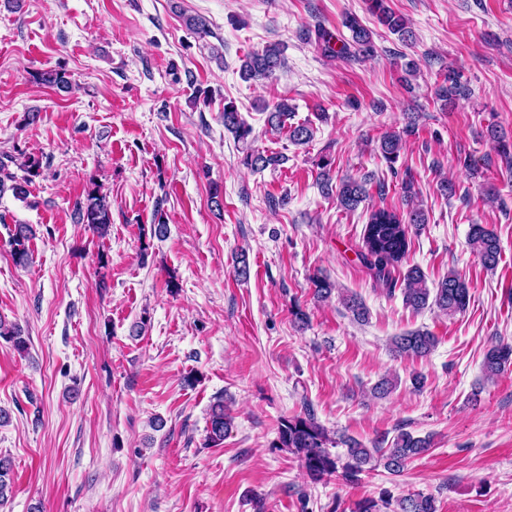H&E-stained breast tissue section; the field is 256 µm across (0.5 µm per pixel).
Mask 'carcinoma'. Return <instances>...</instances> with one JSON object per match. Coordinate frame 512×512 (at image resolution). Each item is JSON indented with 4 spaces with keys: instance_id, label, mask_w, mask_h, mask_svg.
Listing matches in <instances>:
<instances>
[{
    "instance_id": "obj_1",
    "label": "carcinoma",
    "mask_w": 512,
    "mask_h": 512,
    "mask_svg": "<svg viewBox=\"0 0 512 512\" xmlns=\"http://www.w3.org/2000/svg\"><path fill=\"white\" fill-rule=\"evenodd\" d=\"M387 0H368V9L376 16L380 24L391 32L406 36L408 27L403 17L395 14L386 6ZM345 27L351 32V39L341 43L339 47L331 44L332 36L324 38L325 50L338 55L351 53L370 56L374 53L372 32L364 27L354 15L346 16ZM285 66L283 51L277 44H269L262 49L247 55L240 68V75L246 81H264L275 76L276 72ZM40 84L56 87L60 90L70 88L66 73L58 70H47L37 74ZM466 87L462 83L459 71L450 69L443 84L435 89V97L448 106L453 101L465 95ZM267 111L266 123L273 133L288 131L291 142L301 145L308 143L313 137V130L308 123L296 125L288 123L295 113V108L283 99L273 107H263ZM224 129L230 131L237 141L245 144L242 163L254 171L277 167L284 161L279 153L258 151L249 146L252 127L248 125L238 112L233 102L224 104ZM489 135L493 140V149L501 162L512 167V140L498 133L494 128ZM403 148V138L397 133L384 134L379 143V149L386 162L393 164ZM22 172L18 176L6 171V164L0 161V194L11 191L20 200L27 199L29 187L34 180L42 175V160L32 154L19 153L10 158ZM320 166L324 171L319 173L318 181L321 192L325 195L337 194L340 206L353 211L369 198L366 184L353 179H343L338 188H333L330 172L326 168L330 161L323 159ZM79 221L91 230L103 236L112 223L111 205L108 196L101 187L91 184L83 201L77 204ZM427 218L422 208L413 206L404 212L392 208L378 207L371 211L363 230V249L358 252L362 263L373 272L377 281L392 287L393 272L406 258L410 249L409 226H419L426 223ZM32 237V229L27 224L14 225L11 235V245L14 259L22 263L29 255L28 242ZM469 244L479 255L484 266L495 267L501 255L497 236L482 224H473L469 232ZM403 303L420 311L431 305L446 315L463 312L470 302L469 287L464 279L455 271L439 282L435 290H430L424 273L417 266L409 268L403 278L401 288ZM0 337L13 343L14 349L23 353L27 350V340L22 336L20 327L6 325L0 321ZM437 341L433 335L424 331H411L395 336L392 339V351L399 357L423 359L431 354ZM512 362V346L495 344L486 352L484 370L486 375L494 376L502 368ZM234 419L224 401L213 403L209 410L206 441L210 446L224 442L233 428ZM346 447L344 456L332 452L338 445ZM275 447L285 448L299 459L305 471L314 479L341 476L347 481H354L364 473L383 467L391 474L398 475L414 458L425 454L430 449V439L415 437L407 431H399L387 448L375 445L371 448L350 437L341 435L333 437L327 429L320 425L314 414L307 412L285 418L278 430ZM12 461L6 456H0V502L12 492L11 486ZM384 508L390 512H437L434 496L424 493H412L394 501L382 500Z\"/></svg>"
}]
</instances>
